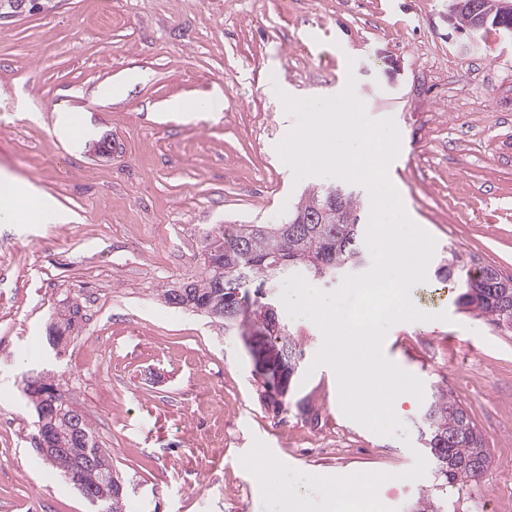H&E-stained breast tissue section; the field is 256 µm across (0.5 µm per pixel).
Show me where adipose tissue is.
Returning a JSON list of instances; mask_svg holds the SVG:
<instances>
[{
	"label": "adipose tissue",
	"mask_w": 512,
	"mask_h": 512,
	"mask_svg": "<svg viewBox=\"0 0 512 512\" xmlns=\"http://www.w3.org/2000/svg\"><path fill=\"white\" fill-rule=\"evenodd\" d=\"M57 202L33 183L0 169V223H69Z\"/></svg>",
	"instance_id": "obj_1"
}]
</instances>
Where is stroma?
Segmentation results:
<instances>
[{"mask_svg": "<svg viewBox=\"0 0 512 512\" xmlns=\"http://www.w3.org/2000/svg\"><path fill=\"white\" fill-rule=\"evenodd\" d=\"M129 83L124 96L99 87ZM400 133L388 178L436 240L432 265L512 277V42L491 26L454 31L448 0H50L0 19V169L33 182L67 224H0V512H88L36 450L28 369L53 371L127 488L130 512H263L242 465L262 440L309 474L384 475L392 512L433 490L409 481L425 405L403 404L405 436L346 417L327 367L268 410L241 338L165 304L161 289L205 271L203 240L227 224H279L301 194L276 146L296 124L277 97H329L347 83ZM221 92L218 119L187 122L165 102ZM74 114L79 140L62 135ZM53 164H46L45 154ZM428 276L426 321L388 332L383 353L444 391L485 435L490 463L457 512H512V328ZM83 319L59 359L45 336L63 303Z\"/></svg>", "mask_w": 512, "mask_h": 512, "instance_id": "1", "label": "stroma"}]
</instances>
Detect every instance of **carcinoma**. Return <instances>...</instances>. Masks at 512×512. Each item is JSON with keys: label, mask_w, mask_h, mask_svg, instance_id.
<instances>
[{"label": "carcinoma", "mask_w": 512, "mask_h": 512, "mask_svg": "<svg viewBox=\"0 0 512 512\" xmlns=\"http://www.w3.org/2000/svg\"><path fill=\"white\" fill-rule=\"evenodd\" d=\"M365 223L357 196L337 183L319 185L305 192L295 210L282 224H237L219 232L221 255L205 263V272L182 288L161 289L163 299L180 292L182 303L191 307L210 303L224 311V329L241 330L246 322L249 335L243 344L253 359L276 350L288 370V380L298 374L304 349L284 324L277 303L264 295L263 287L290 275L330 282L348 267L364 264ZM460 256L450 258L436 270L444 279L456 278L459 304L489 318L496 326L512 327V278L504 279L491 267L482 268V278L469 280L458 267ZM81 306L74 302L53 325L46 342L58 348L67 340L79 319ZM33 393L56 395L58 418L42 422L39 405L31 403L38 425V451L52 450L54 466L78 489L92 512H128L123 483L112 471L86 415L77 409L57 385L38 376L30 384ZM434 465L435 491L412 502L408 512H452L441 508L464 487L476 482L489 462V449L477 424L456 401L443 393L432 396L425 408L421 427Z\"/></svg>", "instance_id": "carcinoma-1"}]
</instances>
